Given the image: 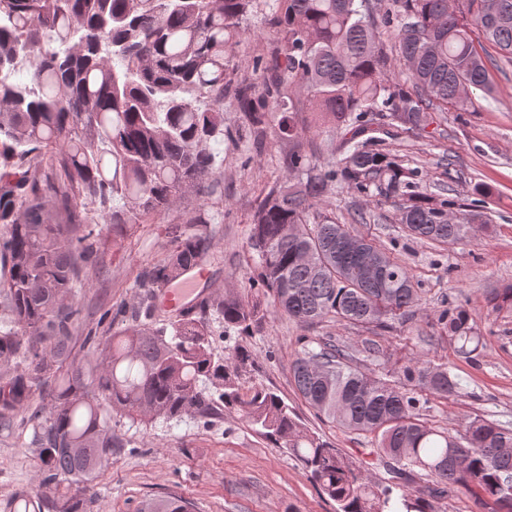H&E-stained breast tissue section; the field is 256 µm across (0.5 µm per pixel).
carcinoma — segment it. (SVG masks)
<instances>
[{"mask_svg": "<svg viewBox=\"0 0 512 512\" xmlns=\"http://www.w3.org/2000/svg\"><path fill=\"white\" fill-rule=\"evenodd\" d=\"M368 0H0V297L9 316L0 327V362L16 363L0 377V418L24 411L33 430L50 497L19 491L9 512H87V492L112 455L107 412L136 422L203 416L215 400L243 413L264 438L288 449L337 512H430L428 499L447 493L475 497L491 512H512V429L477 416L454 435L426 417L430 398L461 396L446 365L411 359L403 381L364 374L354 355L328 336L291 363L298 395L342 428L372 436L389 460L392 482L372 483L363 462L342 454L302 426L277 393L245 386L251 358L238 345L225 358L212 352L208 319L248 336L265 319L261 302L201 296L178 311L164 302L169 266H199L212 251L211 215L193 227L170 224L176 248L145 269L131 323L105 338L100 356L83 366L71 359L77 326L73 279L78 262L98 250L97 224H137L164 217L191 192L222 194L223 171L212 144L232 140L224 130V75L229 54L251 32L248 21L266 6L276 47L256 81L235 99L249 118V139L264 147L277 120L292 144L288 170L257 204L248 246L249 287L301 323L347 322L387 328L418 305L413 276L389 248L366 237L385 258L384 274L366 284L357 254L334 221L310 225L312 209L340 183L361 194L412 187L418 172L403 167L367 136L376 116L408 111L407 133L426 132L431 113L452 105L474 108L473 91L492 92L481 41L512 59V0H390L383 11ZM396 23L394 50L404 77L391 73L376 30ZM476 25L480 38L473 37ZM25 63L27 80L10 79ZM341 140V157L322 162L301 142L306 111ZM56 150L37 176L45 151ZM64 201L59 222L47 220V199ZM87 204L97 216L82 215ZM459 209L457 223L448 210ZM404 226L421 243L462 240L466 224L485 213L452 199L410 194ZM494 310H512V284L492 292ZM155 321L154 329L138 319ZM440 325L456 356L474 358L485 342L465 304ZM49 408L31 402L34 389ZM429 485H409L407 470ZM140 512H188L185 501L162 496Z\"/></svg>", "mask_w": 512, "mask_h": 512, "instance_id": "obj_1", "label": "carcinoma"}]
</instances>
